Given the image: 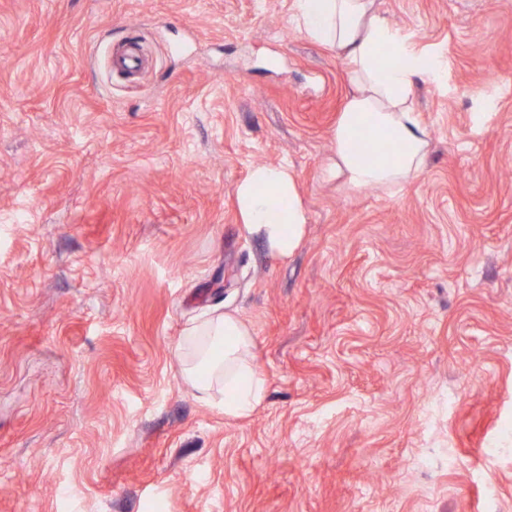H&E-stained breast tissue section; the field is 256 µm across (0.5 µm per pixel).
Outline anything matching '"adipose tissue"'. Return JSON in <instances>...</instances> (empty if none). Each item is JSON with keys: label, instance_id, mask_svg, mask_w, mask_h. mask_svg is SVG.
Masks as SVG:
<instances>
[{"label": "adipose tissue", "instance_id": "1", "mask_svg": "<svg viewBox=\"0 0 512 512\" xmlns=\"http://www.w3.org/2000/svg\"><path fill=\"white\" fill-rule=\"evenodd\" d=\"M298 29L329 46L346 66L352 91L332 132L333 153L324 174L348 190L391 191L425 171L429 134L413 104L417 79L439 81L443 61L420 52L392 26L375 0H294ZM365 133L393 145L389 157L367 159L352 140ZM239 230L276 258L291 256L309 222L296 174L286 165L256 164L234 188ZM177 356L184 381L208 402L219 401L228 418H243L266 395L250 327L231 310L215 309L188 324Z\"/></svg>", "mask_w": 512, "mask_h": 512}]
</instances>
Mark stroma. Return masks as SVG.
<instances>
[{
	"label": "stroma",
	"instance_id": "1",
	"mask_svg": "<svg viewBox=\"0 0 512 512\" xmlns=\"http://www.w3.org/2000/svg\"><path fill=\"white\" fill-rule=\"evenodd\" d=\"M376 6L445 61L391 193L323 178L351 88L293 0H0V512H512V0ZM260 163L308 209L285 260L238 231ZM216 307L245 418L180 376ZM177 356L184 381L204 400L223 405L225 418L246 417L265 399L266 380L255 363V338L234 311L214 309L188 324ZM214 391L223 399L216 400Z\"/></svg>",
	"mask_w": 512,
	"mask_h": 512
}]
</instances>
